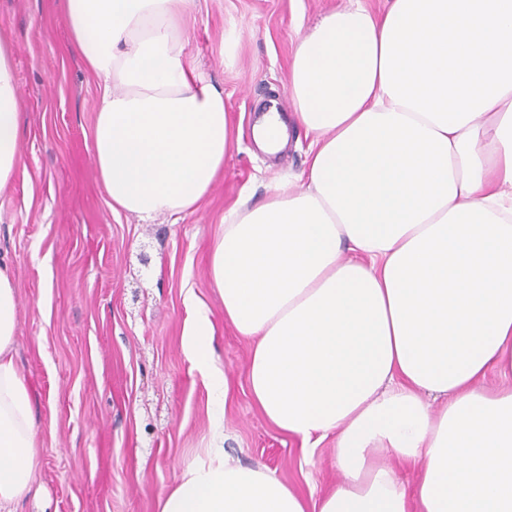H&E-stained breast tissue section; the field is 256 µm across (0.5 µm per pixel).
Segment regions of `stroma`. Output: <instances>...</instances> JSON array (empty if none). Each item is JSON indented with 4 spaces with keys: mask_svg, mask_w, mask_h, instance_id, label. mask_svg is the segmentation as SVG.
Wrapping results in <instances>:
<instances>
[{
    "mask_svg": "<svg viewBox=\"0 0 512 512\" xmlns=\"http://www.w3.org/2000/svg\"><path fill=\"white\" fill-rule=\"evenodd\" d=\"M61 0H0L19 96L22 160L0 192V263L13 274L14 359L34 391L37 495L18 512H159L158 502L215 446L207 380L183 334L198 309L229 385L224 452L319 500L339 478L335 436L312 454L259 411L251 340L224 319L210 277L225 212L263 203L308 169L311 134L288 118L279 158L252 125L287 94L299 35L346 0H193L185 51L223 92L239 142L210 193L178 217L113 213L91 133L98 84L72 44Z\"/></svg>",
    "mask_w": 512,
    "mask_h": 512,
    "instance_id": "stroma-1",
    "label": "stroma"
}]
</instances>
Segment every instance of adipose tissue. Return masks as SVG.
Returning a JSON list of instances; mask_svg holds the SVG:
<instances>
[{
    "instance_id": "adipose-tissue-1",
    "label": "adipose tissue",
    "mask_w": 512,
    "mask_h": 512,
    "mask_svg": "<svg viewBox=\"0 0 512 512\" xmlns=\"http://www.w3.org/2000/svg\"><path fill=\"white\" fill-rule=\"evenodd\" d=\"M191 0H63L99 82L92 149L113 210L148 220L211 190L234 144L224 96L185 55ZM313 136L306 180L232 206L210 261L224 318L252 340L262 414L335 435L342 478L306 500L213 449L160 512H512V0H348L288 73ZM20 100L0 44V190L20 163ZM0 266V512L35 485L30 391ZM184 345L228 383L205 312Z\"/></svg>"
}]
</instances>
